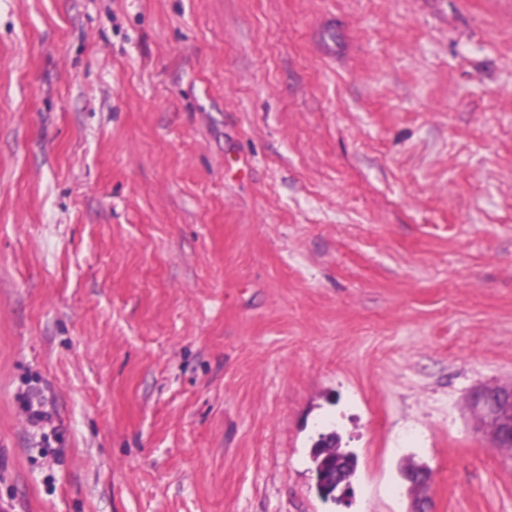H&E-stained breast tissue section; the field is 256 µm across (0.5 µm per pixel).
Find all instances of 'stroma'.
<instances>
[{"label": "stroma", "mask_w": 512, "mask_h": 512, "mask_svg": "<svg viewBox=\"0 0 512 512\" xmlns=\"http://www.w3.org/2000/svg\"><path fill=\"white\" fill-rule=\"evenodd\" d=\"M507 382L512 0H0V512H512ZM505 399L512 402V384L496 385L478 392L471 403L472 408L483 416V424L491 439L498 446L499 438L507 434L512 440V421L502 414ZM328 437L331 440L329 445L315 446L312 451L315 474L318 479L317 490L319 494L323 495V492L327 497L336 490V468L341 472L340 485L351 484L356 469L354 455L336 448V434L332 433Z\"/></svg>", "instance_id": "stroma-1"}]
</instances>
